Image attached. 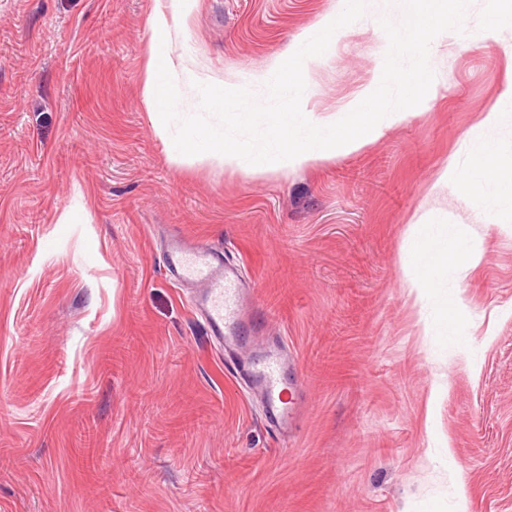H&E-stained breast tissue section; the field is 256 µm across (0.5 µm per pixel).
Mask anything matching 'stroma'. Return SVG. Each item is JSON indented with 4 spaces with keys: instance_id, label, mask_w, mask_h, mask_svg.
<instances>
[{
    "instance_id": "1",
    "label": "stroma",
    "mask_w": 512,
    "mask_h": 512,
    "mask_svg": "<svg viewBox=\"0 0 512 512\" xmlns=\"http://www.w3.org/2000/svg\"><path fill=\"white\" fill-rule=\"evenodd\" d=\"M157 6L0 0V512H512V235L461 189L471 130L512 82V24L471 0L421 116L255 177L171 163L153 133ZM342 8L198 0L165 41L181 111L196 84L239 87ZM377 29H345L311 68L316 113L371 79ZM80 209L87 223H61ZM420 224L482 253L447 272L454 340L425 328L405 275ZM173 236L225 247L250 309L273 312L303 393L294 437L262 423L166 279Z\"/></svg>"
}]
</instances>
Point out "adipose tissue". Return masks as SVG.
I'll return each mask as SVG.
<instances>
[{
	"instance_id": "obj_1",
	"label": "adipose tissue",
	"mask_w": 512,
	"mask_h": 512,
	"mask_svg": "<svg viewBox=\"0 0 512 512\" xmlns=\"http://www.w3.org/2000/svg\"><path fill=\"white\" fill-rule=\"evenodd\" d=\"M472 151L478 164L465 191L480 206L497 214L512 208V183L504 184L492 161L498 160L512 143V85L503 92L489 112L472 129ZM405 249L411 258L406 271L417 299L428 310L429 320L441 335H449L448 290L444 272L450 258H464L476 266L479 251H464L456 231L444 224H423L408 235Z\"/></svg>"
}]
</instances>
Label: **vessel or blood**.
Returning <instances> with one entry per match:
<instances>
[{
    "instance_id": "obj_1",
    "label": "vessel or blood",
    "mask_w": 512,
    "mask_h": 512,
    "mask_svg": "<svg viewBox=\"0 0 512 512\" xmlns=\"http://www.w3.org/2000/svg\"><path fill=\"white\" fill-rule=\"evenodd\" d=\"M162 259L172 283L190 288L193 310L230 357L247 393L262 403L267 426L287 436L294 420V405L284 399L291 361L274 339L259 343L250 336L252 313L245 299L251 286L238 265L223 250L180 237L167 240Z\"/></svg>"
}]
</instances>
